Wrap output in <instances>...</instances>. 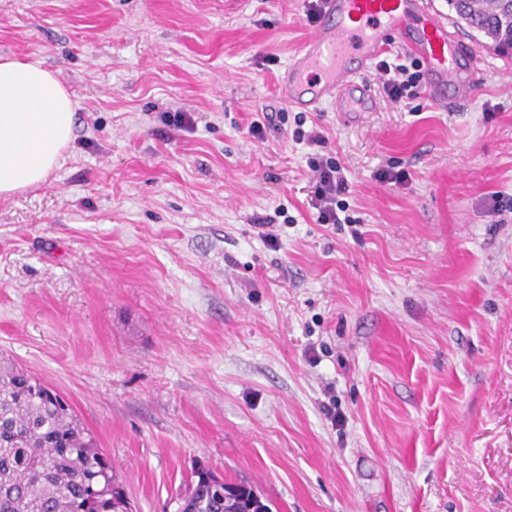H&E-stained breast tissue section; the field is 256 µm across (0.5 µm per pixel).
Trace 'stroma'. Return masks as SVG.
<instances>
[{
  "instance_id": "1",
  "label": "stroma",
  "mask_w": 512,
  "mask_h": 512,
  "mask_svg": "<svg viewBox=\"0 0 512 512\" xmlns=\"http://www.w3.org/2000/svg\"><path fill=\"white\" fill-rule=\"evenodd\" d=\"M307 9L0 0V55L78 103L62 165L0 198V354L70 401L133 512L197 461L273 512H512V57L452 21L468 97L395 102L372 68L376 111L304 112L277 84ZM319 154L350 223L316 221Z\"/></svg>"
}]
</instances>
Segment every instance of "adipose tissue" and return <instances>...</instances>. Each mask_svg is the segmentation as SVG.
<instances>
[{
  "label": "adipose tissue",
  "instance_id": "adipose-tissue-1",
  "mask_svg": "<svg viewBox=\"0 0 512 512\" xmlns=\"http://www.w3.org/2000/svg\"><path fill=\"white\" fill-rule=\"evenodd\" d=\"M75 106L57 72L0 55V198L46 181L72 140Z\"/></svg>",
  "mask_w": 512,
  "mask_h": 512
}]
</instances>
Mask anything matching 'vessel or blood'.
Instances as JSON below:
<instances>
[{
    "instance_id": "b4317fda",
    "label": "vessel or blood",
    "mask_w": 512,
    "mask_h": 512,
    "mask_svg": "<svg viewBox=\"0 0 512 512\" xmlns=\"http://www.w3.org/2000/svg\"><path fill=\"white\" fill-rule=\"evenodd\" d=\"M410 22L420 33L407 46L427 64L431 88L456 83V48L447 24L428 11L424 0H323L313 34L278 83L281 97L309 111L326 104L343 113L374 109L375 97L362 73Z\"/></svg>"
}]
</instances>
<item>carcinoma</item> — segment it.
Returning <instances> with one entry per match:
<instances>
[{"label":"carcinoma","mask_w":512,"mask_h":512,"mask_svg":"<svg viewBox=\"0 0 512 512\" xmlns=\"http://www.w3.org/2000/svg\"><path fill=\"white\" fill-rule=\"evenodd\" d=\"M458 19L512 54V0H448ZM201 466L177 495L179 512H272L245 483L228 498ZM0 512H131L112 459L51 386L0 356Z\"/></svg>","instance_id":"1"}]
</instances>
